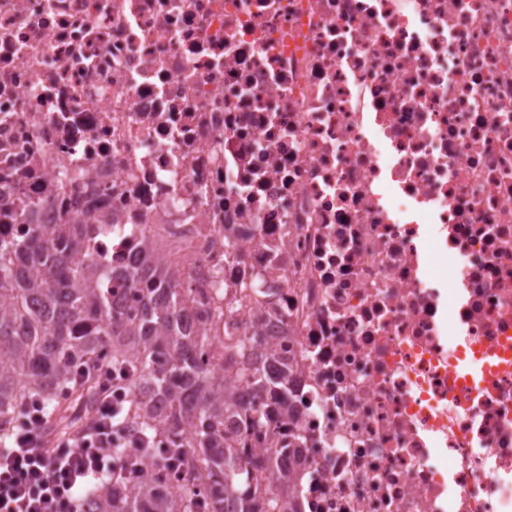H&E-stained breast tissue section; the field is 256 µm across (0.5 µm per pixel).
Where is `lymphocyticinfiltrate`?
Returning a JSON list of instances; mask_svg holds the SVG:
<instances>
[{
  "mask_svg": "<svg viewBox=\"0 0 512 512\" xmlns=\"http://www.w3.org/2000/svg\"><path fill=\"white\" fill-rule=\"evenodd\" d=\"M102 382L88 421L53 447L41 403L28 404L10 445L0 449V512H78L80 491L111 474L112 448L123 433L114 417L125 387L107 368Z\"/></svg>",
  "mask_w": 512,
  "mask_h": 512,
  "instance_id": "obj_1",
  "label": "lymphocytic infiltrate"
}]
</instances>
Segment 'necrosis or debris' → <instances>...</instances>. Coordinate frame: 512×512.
Masks as SVG:
<instances>
[{
  "instance_id": "necrosis-or-debris-1",
  "label": "necrosis or debris",
  "mask_w": 512,
  "mask_h": 512,
  "mask_svg": "<svg viewBox=\"0 0 512 512\" xmlns=\"http://www.w3.org/2000/svg\"><path fill=\"white\" fill-rule=\"evenodd\" d=\"M25 197L288 358L303 512H512V0H0Z\"/></svg>"
}]
</instances>
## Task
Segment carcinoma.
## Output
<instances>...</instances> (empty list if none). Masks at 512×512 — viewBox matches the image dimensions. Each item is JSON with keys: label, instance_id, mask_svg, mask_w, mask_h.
Returning <instances> with one entry per match:
<instances>
[{"label": "carcinoma", "instance_id": "obj_1", "mask_svg": "<svg viewBox=\"0 0 512 512\" xmlns=\"http://www.w3.org/2000/svg\"><path fill=\"white\" fill-rule=\"evenodd\" d=\"M81 224L46 228L31 224L22 238L0 241V441L5 440L31 400L44 404L47 423L66 420L71 401L87 409L97 403L100 380L77 375L81 359L99 356L116 374L139 378L151 394L133 396L117 419L132 448L112 449L114 478L100 482L81 501V512H264L267 488L294 486L274 456L267 408L286 407V379L262 371L254 355L263 343L255 336L227 337L224 368L250 385L254 402L240 404L233 386L205 368L198 355L211 344L205 329L183 322L187 289L170 267L144 246V259L110 271L83 252ZM128 285L133 311L112 303L109 280ZM161 397L167 413H152ZM236 418L268 447L260 449L265 475L239 447L241 433L221 431ZM178 464L169 479L165 462ZM209 482L200 498L198 483ZM268 500V499H266ZM273 509L299 512L297 496L268 500Z\"/></svg>", "mask_w": 512, "mask_h": 512}]
</instances>
